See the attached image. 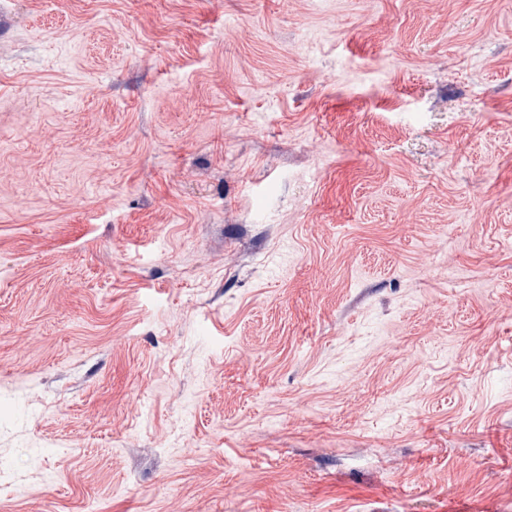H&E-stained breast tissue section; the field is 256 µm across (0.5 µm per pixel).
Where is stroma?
<instances>
[{
    "label": "stroma",
    "instance_id": "1",
    "mask_svg": "<svg viewBox=\"0 0 512 512\" xmlns=\"http://www.w3.org/2000/svg\"><path fill=\"white\" fill-rule=\"evenodd\" d=\"M512 512V0H0V512Z\"/></svg>",
    "mask_w": 512,
    "mask_h": 512
}]
</instances>
